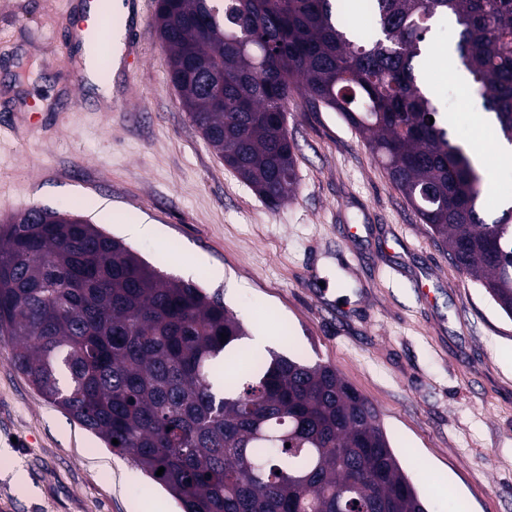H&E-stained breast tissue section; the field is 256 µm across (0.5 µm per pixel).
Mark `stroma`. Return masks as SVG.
Listing matches in <instances>:
<instances>
[{
  "label": "stroma",
  "instance_id": "stroma-1",
  "mask_svg": "<svg viewBox=\"0 0 512 512\" xmlns=\"http://www.w3.org/2000/svg\"><path fill=\"white\" fill-rule=\"evenodd\" d=\"M83 0H0V224L78 211L156 268L220 294L272 349L334 366L376 407L429 512H512V319L451 264L339 113L293 95L299 185L263 202L183 111L155 24L135 0L112 99L78 84ZM427 55L419 77L452 140L473 125L466 85ZM0 512H179L127 458L46 402L0 342Z\"/></svg>",
  "mask_w": 512,
  "mask_h": 512
}]
</instances>
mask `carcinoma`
<instances>
[{"label":"carcinoma","instance_id":"cac0c4a2","mask_svg":"<svg viewBox=\"0 0 512 512\" xmlns=\"http://www.w3.org/2000/svg\"><path fill=\"white\" fill-rule=\"evenodd\" d=\"M369 8L373 32L357 41L339 0H157L155 22L190 122L264 202L298 184L286 108L302 91L363 137L454 266L511 319L512 206L482 216L483 178L414 61L431 21L452 20L470 93L512 143V0ZM58 215L76 212L32 207L0 225V341L47 401L183 512H428L374 407L336 368L270 350L234 371L247 331L219 297Z\"/></svg>","mask_w":512,"mask_h":512}]
</instances>
